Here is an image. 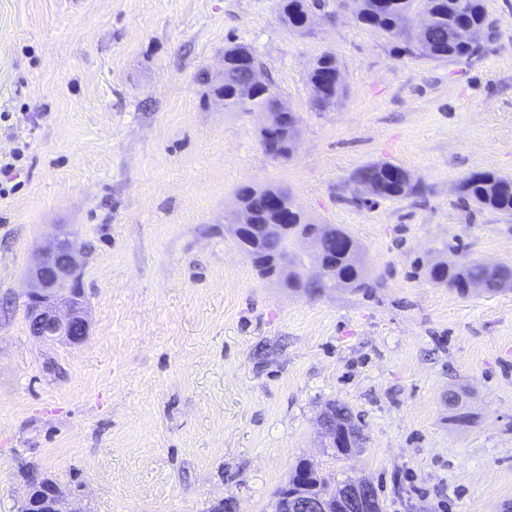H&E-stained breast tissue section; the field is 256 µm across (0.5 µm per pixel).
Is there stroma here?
I'll return each mask as SVG.
<instances>
[{
  "instance_id": "1",
  "label": "stroma",
  "mask_w": 512,
  "mask_h": 512,
  "mask_svg": "<svg viewBox=\"0 0 512 512\" xmlns=\"http://www.w3.org/2000/svg\"><path fill=\"white\" fill-rule=\"evenodd\" d=\"M483 4L481 51L435 62L352 0L303 34L275 0H0V512L26 468L80 512H272L301 461L371 481L382 512H512V288L429 275L512 265V217L463 199L474 173L512 176V0ZM236 44L299 116L290 158L263 149V114L224 107ZM327 52L344 92L321 112L308 75ZM371 163L422 195L363 192ZM244 185L345 229L363 286L261 277L225 228ZM60 224L88 246L78 345L27 317L26 271ZM331 402L362 429L352 454L318 432ZM485 265L491 269H498V263L486 262ZM489 271L479 261H467L463 265L453 268H448L447 264L439 263L432 266L430 276L437 282L450 284L457 290H465L466 285L472 282L475 278H481L488 283L493 282L503 272L512 273L506 267H502L496 271Z\"/></svg>"
}]
</instances>
